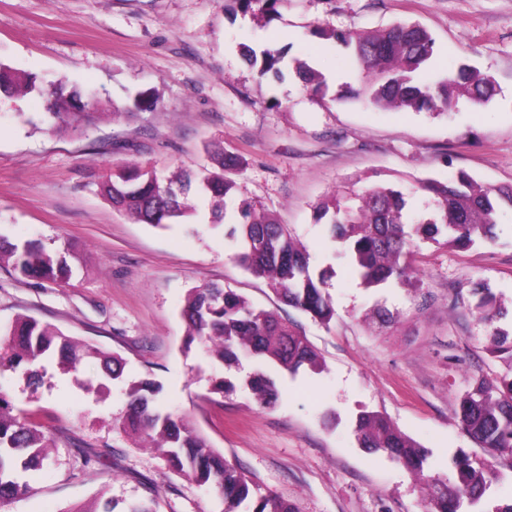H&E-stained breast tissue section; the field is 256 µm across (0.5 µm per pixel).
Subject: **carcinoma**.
Returning a JSON list of instances; mask_svg holds the SVG:
<instances>
[{"mask_svg":"<svg viewBox=\"0 0 512 512\" xmlns=\"http://www.w3.org/2000/svg\"><path fill=\"white\" fill-rule=\"evenodd\" d=\"M287 2L231 0V9L269 23L279 17L280 7ZM309 34L349 48L363 74L360 86L341 87L332 94L334 101L361 100L377 109L440 113L452 109L463 97L484 105L495 92L492 76L467 64L457 65L448 76L427 80L436 42L417 24L399 23L380 31L316 25ZM243 56L261 77L271 74L280 78L283 68L291 67L313 95L321 99L329 95L324 75L300 59H287L283 49L258 52L245 45ZM0 95L41 102L39 112L16 113L22 123L75 135L94 126L106 109L114 116L134 119L155 106L142 91L119 106L83 87L19 72L2 62ZM214 162V167L196 173L183 171L165 177L141 166L117 167L99 183L98 192L113 207L152 226L193 217L195 207L187 197L194 188L213 198L230 199L233 222L224 225V235L237 247L236 261L252 276L265 280L284 305L329 324L335 317L324 289L329 270L314 271L309 254L295 242L288 225L256 212L246 200L232 199L234 182L227 173L238 167V156L219 153ZM415 189L430 198L429 210L413 212L411 190L385 183L351 190L341 199L333 197L314 208V222L325 226L332 241L353 257L367 288L408 282L414 271V239L466 251L495 241L499 213L505 208L512 210V186L495 187L461 169L446 181L417 179ZM4 261L21 276L58 286L68 284L74 273L66 253L51 251L37 240L12 243L0 236V263ZM470 295L475 299L470 310L478 321L492 323L491 289L478 283ZM181 315L187 328L185 348L201 347L227 367L238 366L243 357L260 359L292 375L305 366H317V353L297 325L279 321L230 288L204 283L190 289ZM54 354L67 371H77L85 358L93 357L99 360L104 381H117L123 375L125 363L118 354L81 345L33 318L19 317L0 329V364L32 365ZM243 384L262 407L278 401L276 383L263 370L246 375ZM160 393L161 386L150 379L131 385L128 409L116 421L118 427L129 435L149 438L173 471L220 495L224 512H238L251 496L252 512H298L293 503L259 494L256 483L223 454L211 450L183 416L160 408ZM458 414L461 429L471 441L492 458L507 460L512 470V379L475 378L459 401ZM355 435L358 447L369 453L385 452L414 472L423 483L424 512H460L463 504L478 507L497 479L495 470L462 450L452 458L456 482L448 484L424 475L429 451L378 412L360 413ZM51 447L53 439L41 430L36 414H14L8 396L0 392L1 505L29 495L31 489L22 475L42 467Z\"/></svg>","mask_w":512,"mask_h":512,"instance_id":"1","label":"carcinoma"}]
</instances>
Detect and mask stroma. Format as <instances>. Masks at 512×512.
Returning a JSON list of instances; mask_svg holds the SVG:
<instances>
[{"label": "stroma", "instance_id": "obj_1", "mask_svg": "<svg viewBox=\"0 0 512 512\" xmlns=\"http://www.w3.org/2000/svg\"><path fill=\"white\" fill-rule=\"evenodd\" d=\"M401 22L435 38L433 73H447L453 61L491 75L492 100L477 106L462 98L440 116L331 103L294 75L259 77L241 55L244 43L287 49L335 89L358 83L361 73L346 49L308 36L309 27ZM0 62L119 104L140 90L158 100L135 120L107 119L79 137L22 125L16 112L33 104L0 101V235L82 259L62 287L0 266V328L31 317L125 360L122 379L98 393L91 360L74 375L41 360L35 385L24 368L0 366V391L15 410H41L55 440L30 478L33 494L0 512H85L107 499L125 512L153 498L158 512H224L212 490L175 474L144 439L116 426L127 388L143 379L160 383V405L184 414L261 494L291 500L299 512H421L414 473L358 447L353 428L363 411L385 414L428 448L441 476L451 477L457 449L483 457L459 426L456 401L473 377L511 368L488 355L489 329L462 299L487 283L507 312L500 327L512 328V212L501 215L495 243L466 252L415 241L420 288L367 289L314 223L313 207L353 179L408 187L463 169L512 185V0H336L332 10L324 0H288L269 25L226 10L224 0H0ZM220 148L242 160L232 175L236 197L287 225L316 268L332 267L329 324L285 307L238 265L234 245L212 224L209 199L192 196V225L154 227L96 193L112 165L149 163L169 175L209 164ZM203 283L297 324L321 370L278 376L270 408L244 388L211 393L214 379H241L255 364L230 369L185 349L181 309L188 290ZM380 309L391 322L377 318ZM87 455L95 458L88 466Z\"/></svg>", "mask_w": 512, "mask_h": 512}]
</instances>
